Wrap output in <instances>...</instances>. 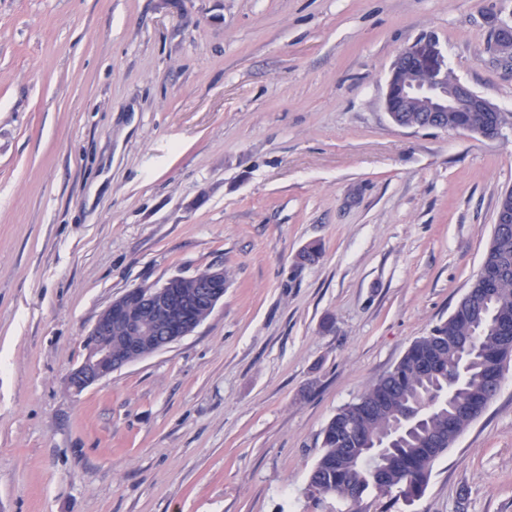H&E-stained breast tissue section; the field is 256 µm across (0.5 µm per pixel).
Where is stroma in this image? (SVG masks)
Returning <instances> with one entry per match:
<instances>
[{
    "label": "stroma",
    "mask_w": 512,
    "mask_h": 512,
    "mask_svg": "<svg viewBox=\"0 0 512 512\" xmlns=\"http://www.w3.org/2000/svg\"><path fill=\"white\" fill-rule=\"evenodd\" d=\"M512 0H0V512H347L322 431L455 311L512 190L487 140L396 125L431 36L512 114ZM319 257L303 260L309 245ZM210 267L190 335L74 392L112 301ZM512 512V361L413 505ZM494 25L498 32V37L496 39V29L494 27H490V41L494 42L493 52H497L499 54H503L507 58L512 57V28L509 25L503 24L499 21H495Z\"/></svg>",
    "instance_id": "35a3bbf8"
}]
</instances>
